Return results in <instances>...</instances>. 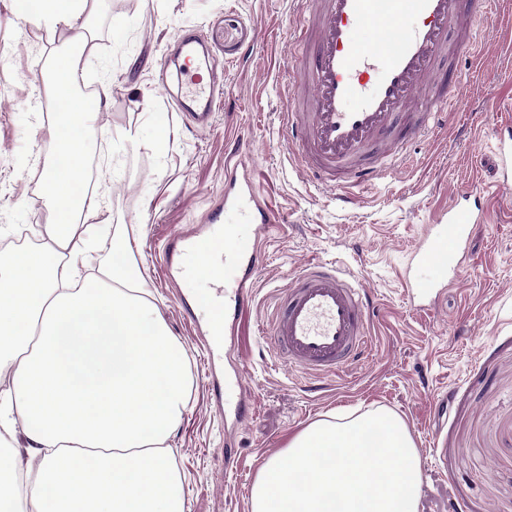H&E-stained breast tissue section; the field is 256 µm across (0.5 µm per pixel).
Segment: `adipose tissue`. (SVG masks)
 <instances>
[{
	"instance_id": "1",
	"label": "adipose tissue",
	"mask_w": 512,
	"mask_h": 512,
	"mask_svg": "<svg viewBox=\"0 0 512 512\" xmlns=\"http://www.w3.org/2000/svg\"><path fill=\"white\" fill-rule=\"evenodd\" d=\"M34 31L60 33L48 87L61 114L58 150L43 173L54 213L40 247L18 251L0 274V378L9 394L0 429L21 431L27 475L0 455V504L32 512H185L169 446L187 406V358L162 319L125 235L111 260L80 274L99 247L101 213L86 189L83 145L108 94L77 92L94 53L92 0H33Z\"/></svg>"
}]
</instances>
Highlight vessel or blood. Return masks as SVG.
Masks as SVG:
<instances>
[{
	"label": "vessel or blood",
	"instance_id": "b4317fda",
	"mask_svg": "<svg viewBox=\"0 0 512 512\" xmlns=\"http://www.w3.org/2000/svg\"><path fill=\"white\" fill-rule=\"evenodd\" d=\"M303 49L290 68L292 91L286 127L311 182L333 190L348 208L357 194L406 163L407 135L432 129L459 101L455 76H442L455 55L474 50L478 17H497L499 0H307ZM216 60L203 74L183 72L177 97L185 117L208 128L220 96ZM500 190H512V124L494 127ZM248 145L227 141L225 163L241 173L224 183L203 223L169 235L160 257L165 278L179 287L193 281L198 256L222 265L221 282L202 300L179 295V306L199 332L209 357L205 375L216 407L237 399L236 414L253 408L244 367L223 377L225 347H238L254 305L265 238L284 223L260 194ZM483 189L461 184L433 223L422 225L399 272L405 299L416 312H435L463 274L471 228L483 221ZM339 265L314 261L281 291L269 342L289 366L310 375L342 371L361 361L370 342V300Z\"/></svg>",
	"mask_w": 512,
	"mask_h": 512
}]
</instances>
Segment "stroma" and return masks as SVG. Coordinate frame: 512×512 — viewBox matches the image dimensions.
Listing matches in <instances>:
<instances>
[{"mask_svg":"<svg viewBox=\"0 0 512 512\" xmlns=\"http://www.w3.org/2000/svg\"><path fill=\"white\" fill-rule=\"evenodd\" d=\"M304 0H98L91 16L95 54L85 87L110 85L97 131L83 148L90 180L111 165L102 194L109 221L100 258L123 230L148 288L188 356L189 402L171 445L184 478L186 512H251V490L270 456L311 423L341 412L385 408L407 424L423 463L419 512H512V199L496 188L491 126L512 121V25H479L489 52L459 57L463 94L398 169L348 209L298 169L283 130L289 73L283 52L295 38ZM272 33L260 42L261 27ZM196 29L223 64L237 101L216 105L209 130L190 127L161 82L159 63L182 31ZM57 35L31 40L17 0H0V251H13L19 225L51 222L40 195L44 162L56 145L55 116L36 102L61 50ZM487 123H477L474 110ZM134 140H127V133ZM252 148L261 191L287 218L266 239L255 284L253 324L243 353L256 412L224 460V420L208 400L204 357L159 267L165 236L200 223L224 188V140ZM485 190V220L474 226L471 261L429 315L410 309L399 270L422 225L432 223L463 183ZM311 261L357 272L373 302L372 349L340 375L314 380L272 356L259 329L289 278Z\"/></svg>","mask_w":512,"mask_h":512,"instance_id":"obj_1","label":"stroma"}]
</instances>
